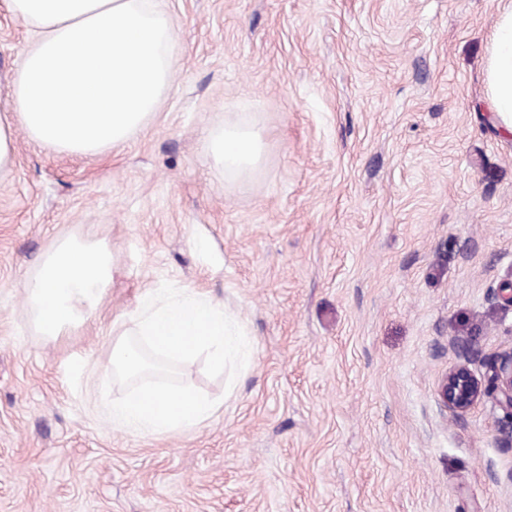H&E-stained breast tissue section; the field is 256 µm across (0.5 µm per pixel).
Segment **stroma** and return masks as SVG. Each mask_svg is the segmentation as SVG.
<instances>
[{
    "label": "stroma",
    "mask_w": 512,
    "mask_h": 512,
    "mask_svg": "<svg viewBox=\"0 0 512 512\" xmlns=\"http://www.w3.org/2000/svg\"><path fill=\"white\" fill-rule=\"evenodd\" d=\"M171 91L94 155L31 140L12 82L34 37L0 0V512H512L511 420L457 419L440 374L512 348V135L481 80L497 0H162ZM263 136L229 176L210 129ZM66 237L115 263L89 321L52 344L21 284ZM242 322L234 382L169 435L113 426L114 323L163 282ZM14 140L12 126L0 120V171L8 169L12 163Z\"/></svg>",
    "instance_id": "35a3bbf8"
}]
</instances>
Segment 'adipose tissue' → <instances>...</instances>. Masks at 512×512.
I'll return each mask as SVG.
<instances>
[{
    "mask_svg": "<svg viewBox=\"0 0 512 512\" xmlns=\"http://www.w3.org/2000/svg\"><path fill=\"white\" fill-rule=\"evenodd\" d=\"M35 39L13 82V104L28 136L57 150L95 154L146 124L173 84L176 28L158 0H6ZM485 83L501 129L512 133V0L498 7ZM259 130L210 131L206 152L227 169L254 165ZM112 279L101 245L64 238L23 285L37 332L57 341L92 318Z\"/></svg>",
    "mask_w": 512,
    "mask_h": 512,
    "instance_id": "ef3b65f1",
    "label": "adipose tissue"
}]
</instances>
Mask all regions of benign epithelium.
Here are the masks:
<instances>
[{
  "label": "benign epithelium",
  "mask_w": 512,
  "mask_h": 512,
  "mask_svg": "<svg viewBox=\"0 0 512 512\" xmlns=\"http://www.w3.org/2000/svg\"><path fill=\"white\" fill-rule=\"evenodd\" d=\"M458 361L438 380L436 395L440 407L456 417H464L485 394L482 383L470 368L469 352L448 342ZM488 381L496 405L512 416V349L498 353L490 365Z\"/></svg>",
  "instance_id": "benign-epithelium-1"
}]
</instances>
